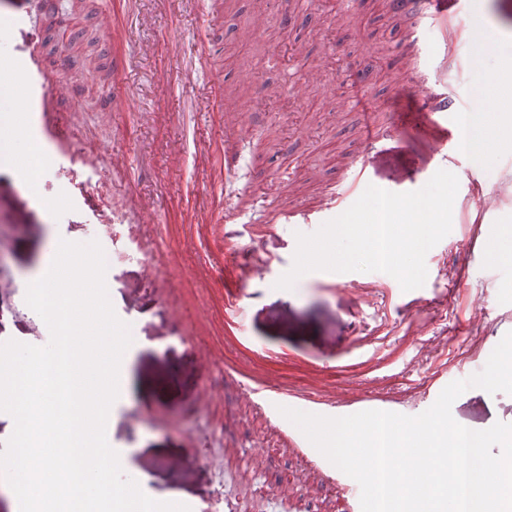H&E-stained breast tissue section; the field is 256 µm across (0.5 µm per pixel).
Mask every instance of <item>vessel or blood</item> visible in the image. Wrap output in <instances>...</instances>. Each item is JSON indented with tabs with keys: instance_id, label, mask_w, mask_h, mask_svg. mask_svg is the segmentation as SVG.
<instances>
[{
	"instance_id": "1",
	"label": "vessel or blood",
	"mask_w": 512,
	"mask_h": 512,
	"mask_svg": "<svg viewBox=\"0 0 512 512\" xmlns=\"http://www.w3.org/2000/svg\"><path fill=\"white\" fill-rule=\"evenodd\" d=\"M445 0H390L394 14L407 17L411 22L414 46L425 48L422 32L427 28L438 29L441 40L434 49L438 62V77H431L421 61H413L399 71L398 83L406 90L407 105L397 125L392 127L369 126L364 138L365 155L327 190L321 203L312 209L289 207L279 210L272 217L276 224H322L334 218L348 197L357 189L371 185L370 159L377 154L383 141L388 139H416L419 147L412 154L408 165L399 175L400 182H411L416 177L431 179L441 169L447 168L466 151L465 124L456 101L448 95V71L456 63L461 45L468 43L469 31L462 26L457 11L445 8ZM241 154L233 150L224 152V196H237L243 180ZM473 189V202L479 215L493 213L501 204V190L485 191L484 183L476 174H469ZM245 388L255 406L263 413L269 426L280 433H288L289 426L282 419L278 408L285 402L299 403L301 411L324 416L334 415L336 401L330 397L299 400L291 390L268 383L263 377H249ZM311 473L332 484L338 493L339 512H361L357 482L333 466L319 451L306 449Z\"/></svg>"
}]
</instances>
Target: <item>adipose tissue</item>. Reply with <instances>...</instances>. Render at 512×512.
Instances as JSON below:
<instances>
[{
  "label": "adipose tissue",
  "mask_w": 512,
  "mask_h": 512,
  "mask_svg": "<svg viewBox=\"0 0 512 512\" xmlns=\"http://www.w3.org/2000/svg\"><path fill=\"white\" fill-rule=\"evenodd\" d=\"M12 101L10 111L0 113V169L13 174L22 184L35 185L41 171L50 162L48 150L37 144L28 134L17 105L19 86L15 83L0 84V98ZM512 122V116L502 112L482 110L466 115L468 144L475 150L492 158L499 152L512 150V136L487 142L484 133L488 126L505 125Z\"/></svg>",
  "instance_id": "1"
}]
</instances>
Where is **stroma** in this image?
Listing matches in <instances>:
<instances>
[{"instance_id": "35a3bbf8", "label": "stroma", "mask_w": 512, "mask_h": 512, "mask_svg": "<svg viewBox=\"0 0 512 512\" xmlns=\"http://www.w3.org/2000/svg\"><path fill=\"white\" fill-rule=\"evenodd\" d=\"M45 2L8 0L7 11L38 24L0 35V65L29 63L20 111L51 153L33 190L0 172V343H48L27 287L60 240L98 241L114 310L137 333L107 439L140 489L202 512L335 504V491L283 450L242 380L352 400L340 416H415L478 373L512 331V264L485 253L488 238L512 229L508 206L482 224L453 218L426 255L421 288L328 271L275 287L300 227L268 218L313 205L359 159L367 115L395 120L407 19L388 0H304L286 24L279 0H55L50 12ZM501 71L495 54L476 68L463 61L448 92L475 111L482 73L512 110ZM242 120L248 176L228 205L224 144ZM470 169L499 188L512 180V152L467 153L458 179ZM228 207L236 223H225ZM230 285L245 311L240 330L225 316ZM451 412L472 430L512 424V395L472 388Z\"/></svg>"}]
</instances>
